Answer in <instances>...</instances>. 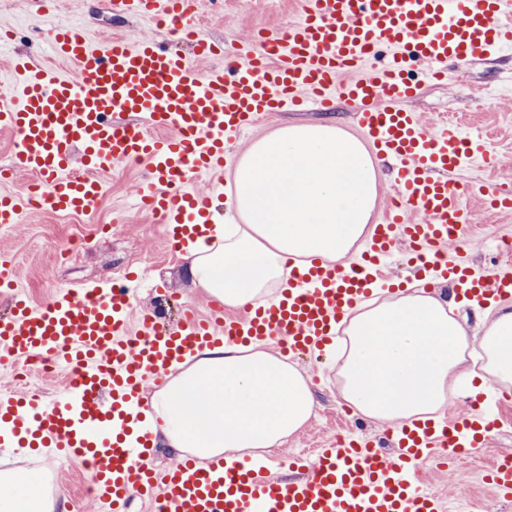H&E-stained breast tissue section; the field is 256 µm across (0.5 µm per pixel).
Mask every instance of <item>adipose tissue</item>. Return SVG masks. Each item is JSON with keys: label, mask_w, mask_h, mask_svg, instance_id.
Returning <instances> with one entry per match:
<instances>
[{"label": "adipose tissue", "mask_w": 512, "mask_h": 512, "mask_svg": "<svg viewBox=\"0 0 512 512\" xmlns=\"http://www.w3.org/2000/svg\"><path fill=\"white\" fill-rule=\"evenodd\" d=\"M231 228L188 249L195 287L230 308L273 299L288 259L331 262L355 253L378 195L377 163L366 145L328 124H295L254 142L233 169ZM455 301L409 290L363 303L344 321L341 395L363 418H435L454 397L477 392L462 370L470 338ZM480 338L488 382L512 385V308L489 312ZM314 413L307 379L259 345H215L178 364L146 411L156 442L200 460L274 448ZM43 479L0 472V512H55Z\"/></svg>", "instance_id": "ef3b65f1"}]
</instances>
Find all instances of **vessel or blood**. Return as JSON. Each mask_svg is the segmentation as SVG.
I'll list each match as a JSON object with an SVG mask.
<instances>
[{
    "label": "vessel or blood",
    "instance_id": "vessel-or-blood-1",
    "mask_svg": "<svg viewBox=\"0 0 512 512\" xmlns=\"http://www.w3.org/2000/svg\"><path fill=\"white\" fill-rule=\"evenodd\" d=\"M178 33L195 53L215 52L188 18V0H111ZM45 36L51 63L11 60L0 87V130L18 141L9 169L41 188L46 208L90 214L106 193L105 173L131 160L145 164L140 210L165 225L170 251L184 252L212 231L211 197L192 190L205 175L223 183L234 162L230 144L260 119L286 109L333 111L355 105L371 149L394 163L391 200L371 225L360 257L290 263L277 301L242 313L201 316L187 310L173 330L154 310L134 307L137 272L111 288L63 289L33 307L11 268L0 266V361L37 355L70 367L58 397L0 392V446L50 448L85 464L96 498L124 512L131 493L154 512H445L443 499L421 488V464L456 459L484 447L497 427L473 401L468 417L416 421L389 430L394 448L339 438L317 449L314 468L294 461L293 476L268 464L206 466L184 458L152 463L144 409L148 382L207 344L276 342L300 355L332 343L351 308L381 291L396 246L453 284L474 305L512 301V273L474 274L461 253H447L470 221L467 202L512 212V188L454 180L467 162L490 160L482 138L459 126L430 123L411 109L423 82H444L449 67L468 68L512 51V0H299L286 31L264 29L235 44L231 69L199 73L190 60L153 39H93L77 24L53 23ZM420 69L413 78L412 69ZM29 201L0 194V223H17ZM487 477L512 499V457L493 459Z\"/></svg>",
    "mask_w": 512,
    "mask_h": 512
}]
</instances>
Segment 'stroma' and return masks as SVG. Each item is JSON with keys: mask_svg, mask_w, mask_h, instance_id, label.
I'll list each match as a JSON object with an SVG mask.
<instances>
[{"mask_svg": "<svg viewBox=\"0 0 512 512\" xmlns=\"http://www.w3.org/2000/svg\"><path fill=\"white\" fill-rule=\"evenodd\" d=\"M49 9L55 20L82 24L100 39L114 35L135 41L155 37L184 54L190 55L199 72L225 67L223 55L197 58L191 47L177 35L157 29L151 22L135 16L116 17L109 0H51ZM191 19L204 27L208 35L222 41L225 48L247 40L252 33L265 28L286 30L297 16V0H193ZM39 19L29 0H0V27L13 29L10 44L0 49V67L7 66L17 55L30 57L36 63L47 56L35 32ZM495 84L499 95L494 99L473 96L475 87ZM424 118L444 119L459 124L470 136L488 140L502 163L494 170L481 160H473L457 177L462 181H487L512 184V53L468 70L455 71L449 84H426L413 104ZM292 123H325L356 134L352 106L339 102L336 111L276 112L260 121L233 150L242 154L257 140ZM108 191L95 211L88 215L60 216L51 211L26 210L20 223L0 224V254L11 257L17 281L30 302L42 306L61 289H80L90 284L107 286L115 274L123 272L129 258L137 257L148 273L149 286L137 294V305L161 304L165 327H176L184 308L192 307L208 313L210 297L194 288L187 279L185 263L180 255L169 253L163 224L136 206V195L145 181L143 165L119 164L107 174ZM472 222L459 244L469 264L479 272L512 271V253L499 249L498 243L512 238V214L487 210L476 200L470 201ZM83 243L80 253L71 259L62 258L60 248L72 239ZM166 288L159 297L151 283ZM296 367L312 384L316 406L307 424L284 439L275 448L261 450L272 471H279L282 462L303 458L314 464L315 449L327 446L341 435L384 437L386 424L354 415L343 416L344 402L339 394L335 359L331 353L304 354L293 359ZM484 409L500 421L483 454L439 467L436 461L423 463L422 486L446 503V512H512V503L499 501L493 487L485 481V470L491 459L512 453V398L485 402ZM17 465L41 471L48 487L60 494L57 512H68L72 503H79L80 512H106L104 505L82 496L80 485L87 474L80 462L59 458L47 449L22 453L15 457Z\"/></svg>", "mask_w": 512, "mask_h": 512, "instance_id": "1", "label": "stroma"}]
</instances>
